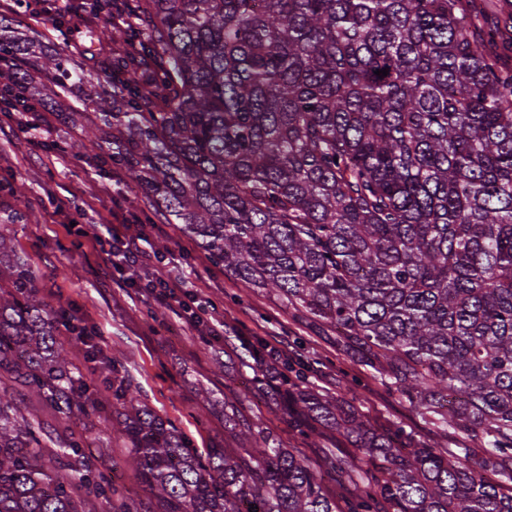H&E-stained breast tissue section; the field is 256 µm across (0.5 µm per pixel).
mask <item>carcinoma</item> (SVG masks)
<instances>
[{"mask_svg": "<svg viewBox=\"0 0 512 512\" xmlns=\"http://www.w3.org/2000/svg\"><path fill=\"white\" fill-rule=\"evenodd\" d=\"M71 13L54 28L100 60L94 76L0 14V111L62 97L92 109L95 123L64 113L81 131L71 149L97 129L126 187L214 265L322 326L454 437L381 433L283 362L298 434L334 429L366 468L330 451L313 464L263 430L242 453L200 452L113 359L135 499L87 453L96 388L60 340L84 329L0 231V379L58 422L0 392V512H94L93 497L110 512H512V70L496 30L464 0H74ZM102 15L121 23H91ZM28 210L17 200L0 225ZM237 351L269 358L243 337ZM7 396L11 397L14 403L26 414L28 411H39L42 419L47 420L52 425H58L57 422L48 416L46 411L41 410V406L37 399L25 390L15 387L8 389Z\"/></svg>", "mask_w": 512, "mask_h": 512, "instance_id": "cac0c4a2", "label": "carcinoma"}]
</instances>
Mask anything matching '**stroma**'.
<instances>
[{
    "mask_svg": "<svg viewBox=\"0 0 512 512\" xmlns=\"http://www.w3.org/2000/svg\"><path fill=\"white\" fill-rule=\"evenodd\" d=\"M7 2L6 11L16 24H34L46 33L53 18L68 9L66 0H50L46 10L38 0ZM468 8L479 25L499 28L501 45L512 44V0H470ZM65 108L62 102L49 108L48 135L57 149L39 152L30 145L28 133L0 115V204L16 191L31 207L28 223L11 225L13 242L47 300L71 307L83 325L95 330L94 341L104 356L123 362L141 399L170 420L193 448L246 447V440L224 426L229 404L238 408L241 422L263 429L282 447L308 459L328 450L347 458L357 455L330 429H319L312 440L297 436L270 394L250 389L254 370L235 355L241 336L271 344L284 341L289 360L303 368L310 386L340 391L376 429L400 428L416 440L447 446L430 418L417 415L399 394L381 386L358 357L337 354L321 330L296 321L272 294L239 288L177 225L159 223L143 193L129 192L124 174L102 163L94 146L70 150L78 135L62 121ZM73 222L100 225L99 241L68 233ZM154 223L160 229L153 241L167 244L190 270L194 287L203 289L229 323L223 341L200 335L178 306L161 308L146 300L139 274L112 265L108 228ZM96 424L104 444L96 454L99 465L112 469L117 484L136 488L121 435L113 433L110 419H97Z\"/></svg>",
    "mask_w": 512,
    "mask_h": 512,
    "instance_id": "1",
    "label": "stroma"
}]
</instances>
